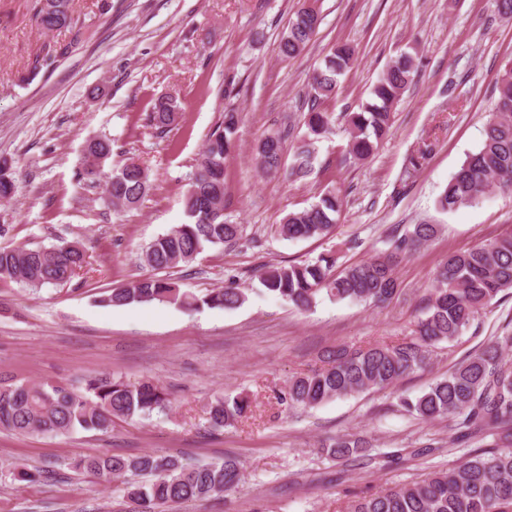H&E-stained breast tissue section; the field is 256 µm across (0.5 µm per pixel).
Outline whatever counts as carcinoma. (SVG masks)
I'll return each mask as SVG.
<instances>
[{
  "instance_id": "carcinoma-1",
  "label": "carcinoma",
  "mask_w": 512,
  "mask_h": 512,
  "mask_svg": "<svg viewBox=\"0 0 512 512\" xmlns=\"http://www.w3.org/2000/svg\"><path fill=\"white\" fill-rule=\"evenodd\" d=\"M321 21L317 9L301 6L295 10L278 42L280 56H299L317 34ZM37 23L46 33L63 28L75 33L65 45L45 46L30 80L57 58L76 51L82 42L71 0H43ZM354 54V47L338 43L323 58L312 76L304 131L296 134L279 128L273 132L275 139L263 137L256 153L261 169L283 170L293 182L314 173L319 146L333 133L336 123L333 113L322 104L336 95L340 77ZM413 78V58L404 53L392 62L358 111L348 114L345 132L352 160L364 161L373 154ZM179 110L175 97L162 95L153 102L146 120L165 134L176 125ZM238 127V112L225 108L192 166L183 199L187 222L158 236L141 251L142 262L152 270L189 266L206 248L233 246L242 238L243 225L224 219V161L234 147ZM84 152L81 179L101 192L100 199L107 207L125 211L143 204L150 189L146 167L128 157L103 181L102 170L112 159V139L106 135L93 138ZM493 185L512 190V69L505 70L498 80V98L480 145L451 175L437 199V208L448 213L475 204ZM14 193L10 166L1 159L0 200L8 201ZM342 205L338 192L328 189L309 206L288 212L276 226V234L285 240L325 238L336 226ZM438 232L437 224H412L394 239L389 252L339 271L332 256L322 255L313 262L265 265L259 281L264 290L301 310L310 309L320 295L336 301L384 304L398 294L395 267L399 260L426 246ZM88 265L86 252L76 242L0 247V281H14L32 290L66 284ZM511 290V233L450 253L438 266L413 335L391 344L330 350L323 357L324 365L291 380L280 400L314 408L334 398L391 388L403 377L426 368L436 348L455 342L498 294ZM153 301L187 309L236 308L244 304L246 295L228 287L199 296L181 290L169 278L153 275L111 288L99 298V303L108 307ZM509 351L512 333L492 336L420 396L402 402L405 410L423 423L444 418L454 421L458 438L476 440L479 446L451 469L434 471L420 482L359 496L341 512H512V365L505 360ZM170 403L169 393L151 380L131 384L110 375L86 377L83 394L62 383L0 385V429L20 435H63L77 429L104 432L115 418L148 415ZM249 408L245 397H218L208 409L209 426L214 430L230 426ZM488 435L493 441L485 444ZM319 448L332 460L350 461L365 455L369 442L360 435L345 434L322 441ZM73 467L99 478L124 479V496L134 505L133 512H178L181 506L224 496L242 477L239 461L229 454L203 465L155 452L86 454L76 458Z\"/></svg>"
}]
</instances>
